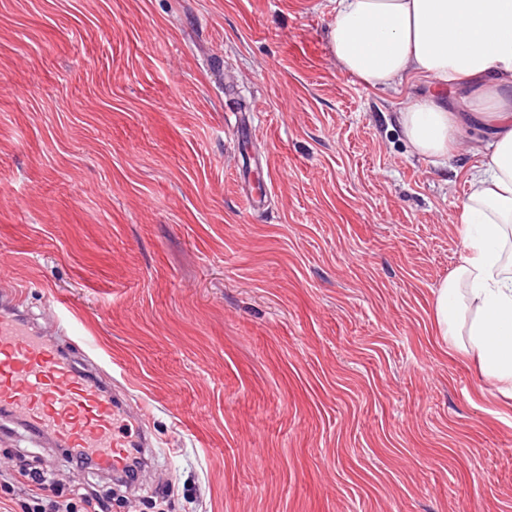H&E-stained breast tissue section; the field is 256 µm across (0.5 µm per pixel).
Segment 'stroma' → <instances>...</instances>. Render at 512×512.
<instances>
[{"instance_id": "obj_1", "label": "stroma", "mask_w": 512, "mask_h": 512, "mask_svg": "<svg viewBox=\"0 0 512 512\" xmlns=\"http://www.w3.org/2000/svg\"><path fill=\"white\" fill-rule=\"evenodd\" d=\"M332 8L0 0V291L64 298L156 445L121 483L0 435V512L23 469L111 512H512V399L434 324L482 131L412 154L424 85L342 73Z\"/></svg>"}]
</instances>
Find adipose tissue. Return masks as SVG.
Listing matches in <instances>:
<instances>
[{
	"label": "adipose tissue",
	"mask_w": 512,
	"mask_h": 512,
	"mask_svg": "<svg viewBox=\"0 0 512 512\" xmlns=\"http://www.w3.org/2000/svg\"><path fill=\"white\" fill-rule=\"evenodd\" d=\"M332 2L328 44L341 72L374 90L426 85L398 114L416 155L442 163L469 119L485 128L458 213L459 260L435 291L434 322L450 354L511 399L512 0Z\"/></svg>",
	"instance_id": "obj_1"
}]
</instances>
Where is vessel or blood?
Returning a JSON list of instances; mask_svg holds the SVG:
<instances>
[{
	"mask_svg": "<svg viewBox=\"0 0 512 512\" xmlns=\"http://www.w3.org/2000/svg\"><path fill=\"white\" fill-rule=\"evenodd\" d=\"M0 311V431L17 427L36 441L88 455L99 471L121 473L129 449L144 435L117 433L118 414L141 421V406L116 401L93 347L81 358L32 326L18 291Z\"/></svg>",
	"mask_w": 512,
	"mask_h": 512,
	"instance_id": "obj_1",
	"label": "vessel or blood"
}]
</instances>
